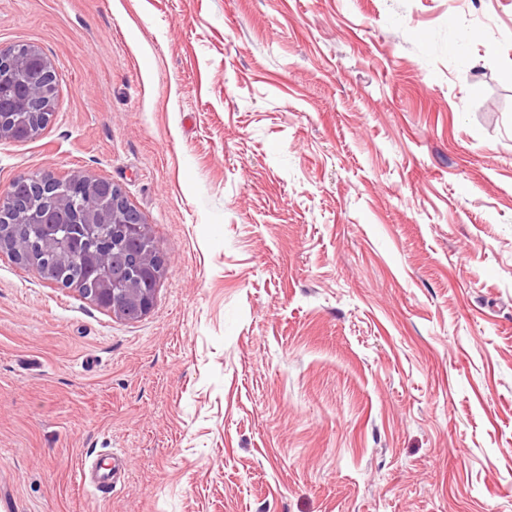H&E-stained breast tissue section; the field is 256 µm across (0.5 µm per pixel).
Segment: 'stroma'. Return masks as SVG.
<instances>
[{"label":"stroma","instance_id":"35a3bbf8","mask_svg":"<svg viewBox=\"0 0 512 512\" xmlns=\"http://www.w3.org/2000/svg\"><path fill=\"white\" fill-rule=\"evenodd\" d=\"M15 44L58 87L0 191L107 179L164 259L128 320L0 255L15 512H512V0H0ZM114 459L112 451L96 458L86 457L77 470L79 484L98 496L110 497L120 479V466Z\"/></svg>","mask_w":512,"mask_h":512}]
</instances>
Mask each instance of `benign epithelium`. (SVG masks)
Masks as SVG:
<instances>
[{"instance_id":"1","label":"benign epithelium","mask_w":512,"mask_h":512,"mask_svg":"<svg viewBox=\"0 0 512 512\" xmlns=\"http://www.w3.org/2000/svg\"><path fill=\"white\" fill-rule=\"evenodd\" d=\"M22 77L23 97L12 99L9 112L0 113V140L20 142L34 137L50 121L57 92V75L52 62L37 47L18 45L0 47V80ZM17 182L26 188L27 195L40 192L49 196L48 211L24 220L33 235L42 225L56 226V233L47 242L54 254L69 259V241L80 232L87 242L99 238L98 225L126 224L142 236L143 251L138 273L128 267L110 266V255L88 247L87 255L100 268V277L89 299L99 303L110 300L108 310L125 317L131 313L148 312L154 300L161 266L154 259L146 224L140 213L125 200L122 191L112 182L73 172L65 179L48 173L25 175ZM26 195L18 193L15 185L0 192V220L22 210Z\"/></svg>"}]
</instances>
